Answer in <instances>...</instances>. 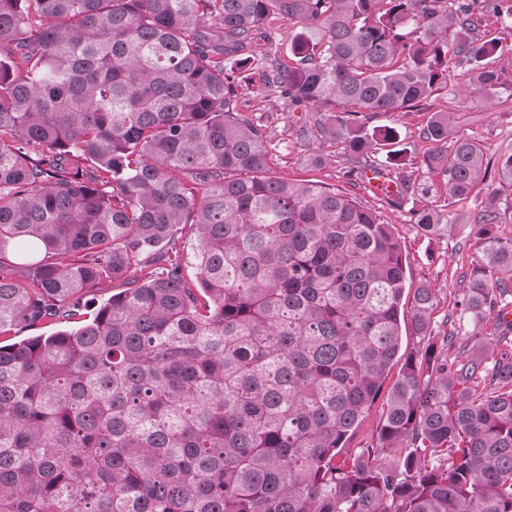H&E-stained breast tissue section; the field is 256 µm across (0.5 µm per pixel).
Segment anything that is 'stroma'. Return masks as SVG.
<instances>
[{"label": "stroma", "mask_w": 512, "mask_h": 512, "mask_svg": "<svg viewBox=\"0 0 512 512\" xmlns=\"http://www.w3.org/2000/svg\"><path fill=\"white\" fill-rule=\"evenodd\" d=\"M492 64L504 82L494 101L460 93L463 69L454 65L450 68L447 87L437 91L423 109L387 114L369 112L364 116L368 126L389 125L399 130L409 162L396 169L395 174L428 187L429 200L438 202L449 223L456 226L454 233L441 237L422 235L409 209L388 207L382 190L374 188L365 178L363 161L347 160L321 138L317 127L319 115L315 109H291L274 100L264 87L260 70L242 69L234 74L243 111L253 115L275 146L271 164L273 173L336 186L367 207L380 211L395 225L407 255L412 281L430 283L436 290L433 321L439 334L458 325V302L468 284L474 259L476 229L473 220L477 202L448 199L438 177L421 168V158L429 148L423 128L428 113L450 112L460 133L481 144L487 154L512 153V54L495 57Z\"/></svg>", "instance_id": "obj_1"}]
</instances>
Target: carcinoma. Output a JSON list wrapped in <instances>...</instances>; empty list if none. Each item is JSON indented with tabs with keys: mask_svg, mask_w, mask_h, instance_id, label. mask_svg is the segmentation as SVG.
<instances>
[{
	"mask_svg": "<svg viewBox=\"0 0 512 512\" xmlns=\"http://www.w3.org/2000/svg\"><path fill=\"white\" fill-rule=\"evenodd\" d=\"M486 16L512 29V0H0V336L79 323L0 345V512H512L496 194L461 300L477 343L438 342L434 288L404 308L395 226L272 175L233 76L261 70L289 106L324 112L340 154L374 157L399 132L359 114L426 101L457 57L474 94L498 97L501 39L474 35ZM272 19L301 28L288 65L266 47ZM424 135L423 166L469 200L483 146L446 112ZM404 161L389 150L368 170ZM412 215L425 236L454 229L431 202ZM145 264L158 272L136 276ZM405 320L418 346L401 363ZM397 363L376 446L396 457L336 464ZM73 327V324H45L31 327H25L23 329H15V334L0 336L1 345L18 342L24 338L31 336L50 335L58 330L68 329Z\"/></svg>",
	"mask_w": 512,
	"mask_h": 512,
	"instance_id": "carcinoma-1",
	"label": "carcinoma"
}]
</instances>
